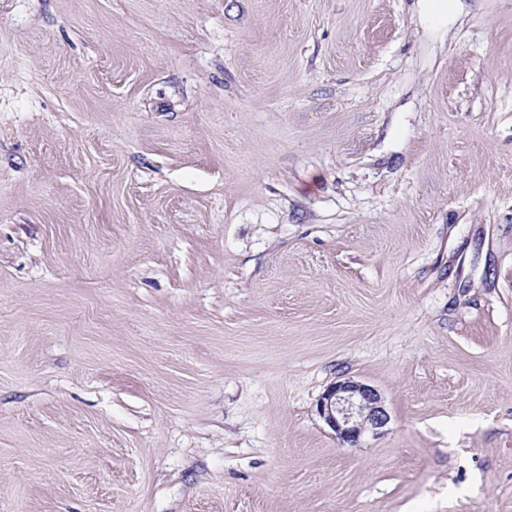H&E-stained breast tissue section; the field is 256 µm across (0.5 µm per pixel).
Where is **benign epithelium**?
I'll return each instance as SVG.
<instances>
[{
	"label": "benign epithelium",
	"instance_id": "obj_1",
	"mask_svg": "<svg viewBox=\"0 0 512 512\" xmlns=\"http://www.w3.org/2000/svg\"><path fill=\"white\" fill-rule=\"evenodd\" d=\"M316 412L342 443L353 446L367 432L381 435L390 421L379 392L350 378L331 384L318 399Z\"/></svg>",
	"mask_w": 512,
	"mask_h": 512
}]
</instances>
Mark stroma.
<instances>
[{
    "label": "stroma",
    "mask_w": 512,
    "mask_h": 512,
    "mask_svg": "<svg viewBox=\"0 0 512 512\" xmlns=\"http://www.w3.org/2000/svg\"><path fill=\"white\" fill-rule=\"evenodd\" d=\"M463 5L0 0V512H512V0ZM316 412L343 444L353 446L367 432L381 435L390 421L379 392L350 378L331 384L318 399Z\"/></svg>",
    "instance_id": "obj_1"
}]
</instances>
